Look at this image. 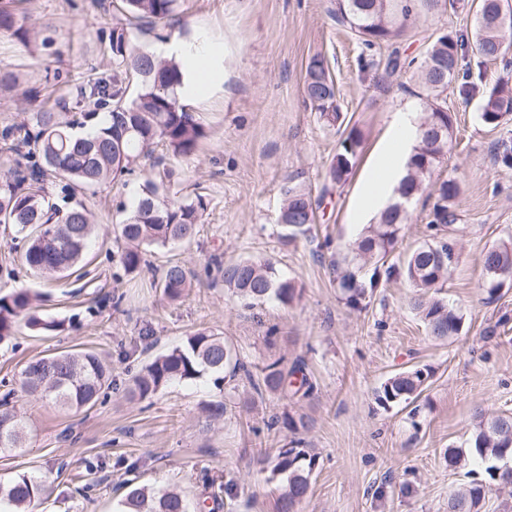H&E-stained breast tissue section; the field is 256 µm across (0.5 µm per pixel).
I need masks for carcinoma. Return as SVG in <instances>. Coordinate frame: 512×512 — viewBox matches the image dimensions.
I'll return each instance as SVG.
<instances>
[{
    "label": "carcinoma",
    "instance_id": "1",
    "mask_svg": "<svg viewBox=\"0 0 512 512\" xmlns=\"http://www.w3.org/2000/svg\"><path fill=\"white\" fill-rule=\"evenodd\" d=\"M117 18L108 34L112 56V74L89 78L76 87V94L61 104L49 107L26 98L30 106L27 122L5 130L6 150L15 155L14 163L0 175V224H12L24 235L27 248L24 261L36 275L47 278L68 277L78 272L86 257L89 242L95 236L91 212L76 198L79 191L120 180L132 174L142 159H153L154 148L163 143L174 158L195 153L204 137L202 126L192 111L177 101L175 87L181 83V68L173 60L160 59L136 42L134 31L152 30L171 25L177 16L178 0H119ZM449 7L452 0H336L330 11L336 23L348 28L368 50L387 47L383 72L391 76L404 67L394 44L406 24L421 15ZM500 0H478L483 19L476 21L472 42L476 53L488 61L512 65V31L505 32L496 22ZM0 30L20 38L29 30L17 25L14 14L0 5ZM464 38L457 33H442L431 43L427 54L412 70L418 85L413 95L424 108L428 127L417 134V145L407 166V173L394 191V201L383 210L375 223L349 248L350 257L342 269L333 268L336 288L344 304L361 310L367 306L382 280L403 278L417 288L413 307L437 340L459 335L463 315L442 298L435 297L458 259L453 237L424 243L414 249L400 265L388 263L398 243L409 212L398 203L415 198L426 189V180L447 156L453 142V121L446 105L448 88L454 84L464 92H480V120L500 126L512 116V86L500 80L478 89L470 81V64L465 62ZM303 93L311 110L334 126L340 119L336 84L321 56L309 59ZM86 128L83 135L76 128ZM360 147V136L349 134L341 150L329 165V178L338 184L350 175ZM57 179L55 187L62 204L50 200L45 184ZM163 183L146 181L135 208L119 225L117 239L122 242L119 261L125 272L140 271L151 248L175 243H189L199 232L206 210L200 198L188 202H168L161 198ZM279 223L286 238L308 237L315 223L316 207L311 195L297 186L284 190ZM460 195L454 178L441 181L432 204L433 224H451L452 211ZM482 267L495 268L498 275L485 276L489 298L502 285L512 287V244L503 243L486 250ZM212 264L224 284L249 307L275 298L288 306L300 294L293 281L280 277L268 260L241 259L224 263L220 256ZM193 286L192 276L183 265L164 268L158 281L163 296L175 302ZM34 297L25 288L0 296V344L14 336L20 322L37 332L55 331L61 324L47 320L34 311ZM230 377L249 384L254 392L301 400L313 395L316 383L300 364L285 368L274 361L255 373L237 358L224 337L211 330L197 331L186 340L151 358L135 375L127 389V398L142 401L153 397L170 382L193 381L209 372L215 383H224V370ZM432 371L413 367L394 374L381 383L376 400L384 408L403 404L410 415L419 411L415 403L428 387ZM21 389L51 399L68 409L92 407L112 386V373L93 351L61 352L33 358L21 372ZM14 390L0 395V453L25 447L28 435L26 419L11 405ZM304 425L284 413L274 416L268 428L298 431ZM476 456L491 465L486 471L498 489L512 495V472L497 468V463L512 460V414L481 417L475 425L469 451L447 450L448 467L453 468L467 456ZM267 481L281 488L278 512H295L307 496L319 456L303 442L293 438L262 461ZM126 492L117 502L115 512H198L200 503L170 490L149 493L132 480L124 482ZM43 494L42 481L33 474H18L0 479V512H28ZM485 502V484L473 480L455 490L448 498V512H481Z\"/></svg>",
    "mask_w": 512,
    "mask_h": 512
}]
</instances>
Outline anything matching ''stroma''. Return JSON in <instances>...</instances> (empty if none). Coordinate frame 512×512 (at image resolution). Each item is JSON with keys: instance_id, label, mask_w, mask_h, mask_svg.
Here are the masks:
<instances>
[{"instance_id": "1", "label": "stroma", "mask_w": 512, "mask_h": 512, "mask_svg": "<svg viewBox=\"0 0 512 512\" xmlns=\"http://www.w3.org/2000/svg\"><path fill=\"white\" fill-rule=\"evenodd\" d=\"M333 2L179 0V25L139 35L153 53L181 33L206 32L224 52V89L191 106L205 130L196 153L165 157L175 172L171 198L200 196L207 205L199 232L192 243L152 252L137 284L118 262L116 235L142 184L156 174L149 162L86 196L97 232L81 279L32 274L21 235L0 224V296L30 289L40 314L62 323L47 333L18 326L0 344V393L15 389L13 404L30 426L25 448L0 454V477L28 471L41 478L46 494L33 512H113L130 478L194 497L207 476L227 489L223 512H276L278 492L257 462L283 445L286 430L270 431L265 423L286 410L305 416L304 437L320 456L297 512H448L451 493L484 478L479 460L454 470L445 451L468 448L479 417L512 413V288L489 300L480 265L485 250L512 240V170L497 161L500 141L512 139V121L484 125L479 96L449 88L455 139L431 181L458 179L456 220L430 223L432 200L417 197L389 257L399 263L423 243L456 239L458 264L439 295L462 314L461 336L433 339L412 308L415 288L402 279L381 282L366 309H349L331 282L330 263L364 231L359 195L396 113H416L420 105L407 91V74L377 85L376 70L362 66L359 40L331 18ZM11 9L35 15L39 34L28 42L0 30V71L19 77L14 90L0 93V131L27 119L26 90L67 97L83 80L112 70L102 40L116 17L112 0H16ZM474 21L471 0H456L447 11L410 21L398 47L406 58H423L437 34L471 35ZM315 55L325 57L336 82L343 122L335 127L303 102L305 67ZM353 130L362 140L355 166L344 183H330L329 164ZM288 184L310 193L317 214L310 235L292 243L277 222ZM215 254L227 262L270 259L302 295L286 307L272 301L246 308L209 271ZM171 262L196 276L178 302L150 286ZM204 328L223 334L238 358L257 367L304 360L315 395L298 402L260 397L241 380L218 389L206 374L144 401L127 400L128 382L147 353ZM76 350L111 364L104 401L75 411L20 391L28 360ZM414 366L433 373L417 417L401 405L378 406L381 383ZM219 400L223 420L206 424L203 405Z\"/></svg>"}]
</instances>
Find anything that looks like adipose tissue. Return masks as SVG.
I'll return each mask as SVG.
<instances>
[{
  "label": "adipose tissue",
  "mask_w": 512,
  "mask_h": 512,
  "mask_svg": "<svg viewBox=\"0 0 512 512\" xmlns=\"http://www.w3.org/2000/svg\"><path fill=\"white\" fill-rule=\"evenodd\" d=\"M163 50L180 60L184 78L176 93L187 100L203 98L208 91L224 81V55L211 41L194 36L166 43ZM416 138L411 113H397L390 136L375 159L359 198L361 216L367 217L383 210L393 189L404 175L405 164Z\"/></svg>",
  "instance_id": "1"
}]
</instances>
